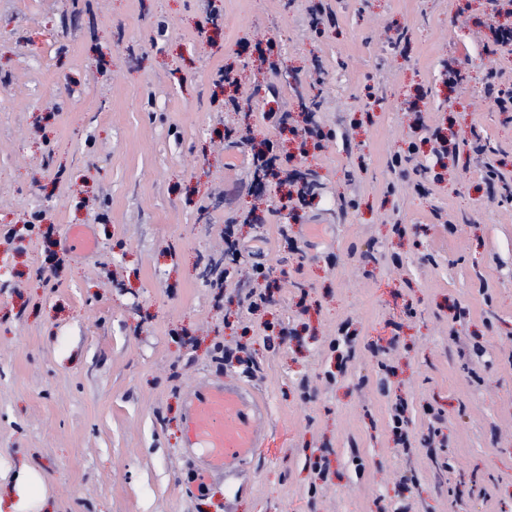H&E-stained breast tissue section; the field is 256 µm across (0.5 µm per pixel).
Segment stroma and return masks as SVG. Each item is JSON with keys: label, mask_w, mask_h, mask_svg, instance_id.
Instances as JSON below:
<instances>
[{"label": "stroma", "mask_w": 512, "mask_h": 512, "mask_svg": "<svg viewBox=\"0 0 512 512\" xmlns=\"http://www.w3.org/2000/svg\"><path fill=\"white\" fill-rule=\"evenodd\" d=\"M498 27L494 0H0V464L42 512H512ZM308 109L316 149L265 118ZM438 129L486 151L435 182ZM227 378L270 409L228 478L183 436ZM18 491V500L12 512H40V503L45 497L44 484L41 477L34 471L22 469L13 476Z\"/></svg>", "instance_id": "1"}]
</instances>
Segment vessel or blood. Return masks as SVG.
Wrapping results in <instances>:
<instances>
[{
    "label": "vessel or blood",
    "mask_w": 512,
    "mask_h": 512,
    "mask_svg": "<svg viewBox=\"0 0 512 512\" xmlns=\"http://www.w3.org/2000/svg\"><path fill=\"white\" fill-rule=\"evenodd\" d=\"M268 419V403L261 394L228 380L192 393L184 441L203 450L211 469L233 475L267 448Z\"/></svg>",
    "instance_id": "vessel-or-blood-1"
}]
</instances>
